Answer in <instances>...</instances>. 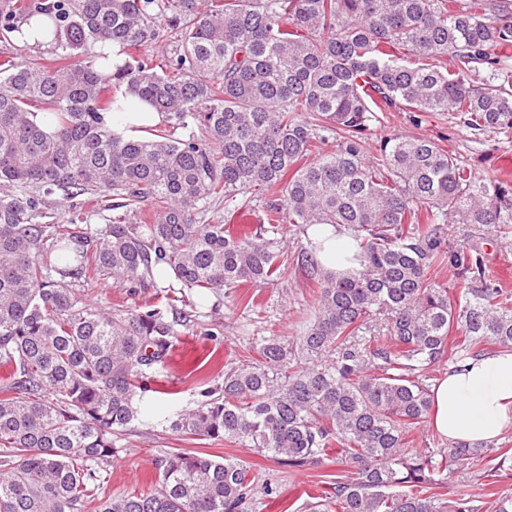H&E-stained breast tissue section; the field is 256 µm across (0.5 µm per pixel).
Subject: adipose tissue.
Instances as JSON below:
<instances>
[{
	"mask_svg": "<svg viewBox=\"0 0 512 512\" xmlns=\"http://www.w3.org/2000/svg\"><path fill=\"white\" fill-rule=\"evenodd\" d=\"M117 103L118 110L105 113L104 120L122 138L142 137L163 121L148 104L129 112L126 97H118ZM317 239L325 269L343 272L356 267L357 246L345 228L325 226ZM432 394L431 422L439 435L473 444L498 438L512 430V352H493L451 367Z\"/></svg>",
	"mask_w": 512,
	"mask_h": 512,
	"instance_id": "adipose-tissue-1",
	"label": "adipose tissue"
}]
</instances>
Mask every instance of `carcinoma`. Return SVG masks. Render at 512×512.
I'll return each mask as SVG.
<instances>
[{
  "label": "carcinoma",
  "instance_id": "carcinoma-1",
  "mask_svg": "<svg viewBox=\"0 0 512 512\" xmlns=\"http://www.w3.org/2000/svg\"><path fill=\"white\" fill-rule=\"evenodd\" d=\"M68 62L0 63V512H251L259 476L234 458L178 451L147 491L101 496L112 435L167 420L148 381L194 310L184 289L216 293L282 279L276 235L341 224L359 268L324 269L315 245L297 265L317 280L299 338H276L224 372L170 427L246 445L290 469L341 466L306 512H512L436 489L475 456L512 450L410 434L431 415L426 371L449 351H512V290L481 253L455 255L459 298L429 272L448 258L442 224L512 229V184L480 175L428 138L385 136L384 112H449L512 142V12L500 0H44ZM163 18L174 48L141 49ZM118 47L112 65L107 45ZM165 114L147 139L105 126L111 88ZM83 197L115 215L98 233L46 224L43 198ZM263 199L259 223L232 221ZM113 203H108V200ZM224 200V223L200 224ZM102 277L154 290V303L103 311L78 289ZM175 312L168 319V311ZM386 337H381V330Z\"/></svg>",
  "mask_w": 512,
  "mask_h": 512
}]
</instances>
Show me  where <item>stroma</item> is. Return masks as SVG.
Instances as JSON below:
<instances>
[{
    "mask_svg": "<svg viewBox=\"0 0 512 512\" xmlns=\"http://www.w3.org/2000/svg\"><path fill=\"white\" fill-rule=\"evenodd\" d=\"M387 134L437 140L476 172L495 173L512 181V143H505L492 133L473 134L453 124L446 113L428 112L418 118L409 112L387 113L366 142L368 155H375L378 138ZM443 236L451 253L481 252L503 283L512 289V244L501 243L490 229L474 224L444 225ZM283 242L284 277L279 284L239 288L229 295L189 291L188 298L196 305L197 317L194 322L178 326V338L155 372L159 383L170 392V413L194 408L202 390L220 386L225 371L252 355L254 348L266 339L274 336L285 344L295 341L311 319L316 287L292 259L297 246L294 235L284 233ZM247 297L254 298V308H245L243 300ZM113 441L119 454L107 466L106 473L108 487L115 493L149 488L155 480V461L185 449L205 452L218 460L235 457L263 480L277 486V497L255 495L252 512H303L305 502L321 494L329 475L336 472L332 463L292 470L244 446L183 436L154 421L133 422L115 434ZM491 466L486 458L471 460L461 474L441 487L443 498L452 499L483 485L492 493L512 491V475L501 482L486 484L484 474Z\"/></svg>",
    "mask_w": 512,
    "mask_h": 512,
    "instance_id": "1",
    "label": "stroma"
}]
</instances>
